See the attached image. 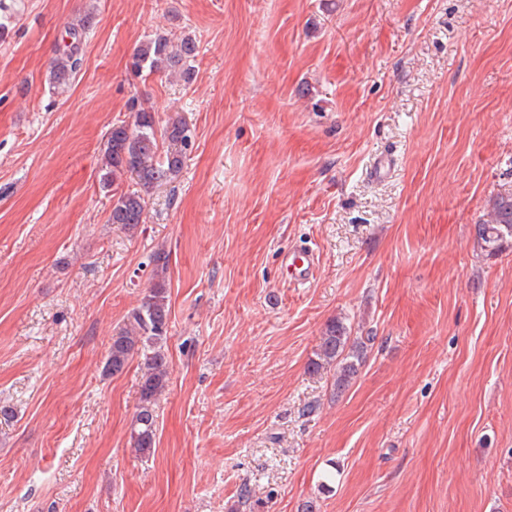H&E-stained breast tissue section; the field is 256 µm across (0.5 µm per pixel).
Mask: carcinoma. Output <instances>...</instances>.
<instances>
[{"instance_id":"cac0c4a2","label":"carcinoma","mask_w":512,"mask_h":512,"mask_svg":"<svg viewBox=\"0 0 512 512\" xmlns=\"http://www.w3.org/2000/svg\"><path fill=\"white\" fill-rule=\"evenodd\" d=\"M92 14L74 18L66 33L69 41L56 50L50 63L49 83L63 92L77 74L79 45L90 30ZM196 56L195 42L184 37L176 43L166 34H157L141 43L132 54V67L140 73L178 72L190 79L189 61ZM192 143L189 126L176 119L159 125L155 113L143 106L133 112L128 124L114 125L105 133L102 146L100 184L110 188L117 179L130 173L137 177L139 189L113 194L108 222L134 228L143 223L146 199L152 191L175 179L182 168L183 154ZM475 239L490 255L512 242V195L498 197L489 219L475 225ZM152 281L142 304L128 317L125 328L112 336L103 371L118 375L136 357L140 358L142 382L140 398L130 431L132 447L143 458L154 454L157 434L158 402L171 379L167 355L170 301L167 283L169 254L159 250L152 255ZM375 337L352 336L343 321H330L323 331L316 358L310 368L319 372L332 368L336 391L346 390L358 376L368 347Z\"/></svg>"}]
</instances>
